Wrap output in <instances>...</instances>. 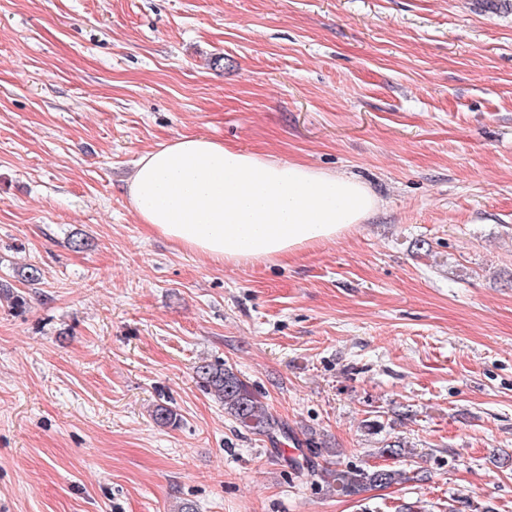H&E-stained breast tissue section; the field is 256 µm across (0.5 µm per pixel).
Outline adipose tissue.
<instances>
[{"instance_id":"obj_1","label":"adipose tissue","mask_w":512,"mask_h":512,"mask_svg":"<svg viewBox=\"0 0 512 512\" xmlns=\"http://www.w3.org/2000/svg\"><path fill=\"white\" fill-rule=\"evenodd\" d=\"M128 195L140 223L217 263L285 260L336 240L376 210L362 182L181 135L143 154Z\"/></svg>"}]
</instances>
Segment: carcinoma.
<instances>
[{
    "label": "carcinoma",
    "instance_id": "1",
    "mask_svg": "<svg viewBox=\"0 0 512 512\" xmlns=\"http://www.w3.org/2000/svg\"><path fill=\"white\" fill-rule=\"evenodd\" d=\"M197 374L205 386L224 401V409L244 427L267 434L279 427L260 399L233 370L204 364L197 367ZM403 476L401 470L349 466L336 470V490L353 495L367 487L386 488L403 480Z\"/></svg>",
    "mask_w": 512,
    "mask_h": 512
}]
</instances>
